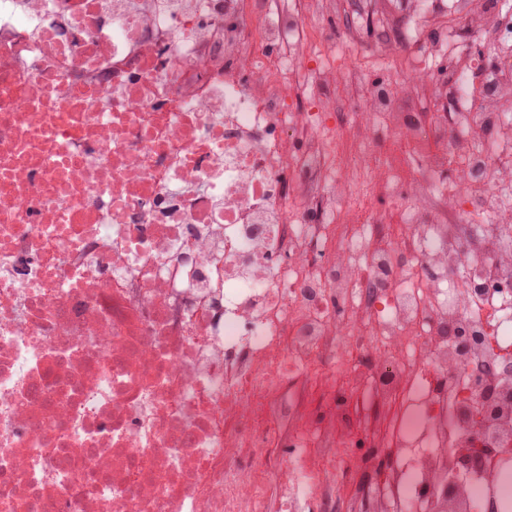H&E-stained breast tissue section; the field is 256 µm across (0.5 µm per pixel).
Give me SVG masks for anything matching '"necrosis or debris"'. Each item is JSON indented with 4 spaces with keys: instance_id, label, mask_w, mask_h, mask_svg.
I'll use <instances>...</instances> for the list:
<instances>
[{
    "instance_id": "necrosis-or-debris-1",
    "label": "necrosis or debris",
    "mask_w": 512,
    "mask_h": 512,
    "mask_svg": "<svg viewBox=\"0 0 512 512\" xmlns=\"http://www.w3.org/2000/svg\"><path fill=\"white\" fill-rule=\"evenodd\" d=\"M447 9L501 58L444 26L398 91L339 50L391 56L383 0H0V512L335 505L332 414L294 416L270 489L291 369L393 406L378 512H435L449 482L484 512L442 462L481 425L455 413L476 373L512 358V27L498 0ZM448 57L453 111L412 121Z\"/></svg>"
}]
</instances>
